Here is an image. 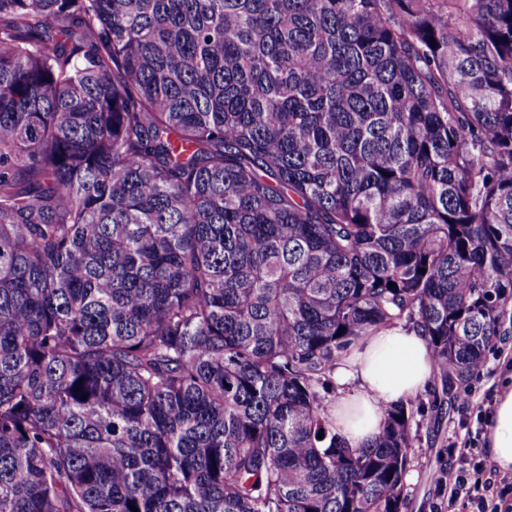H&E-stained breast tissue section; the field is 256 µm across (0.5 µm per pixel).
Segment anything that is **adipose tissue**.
<instances>
[{"label": "adipose tissue", "mask_w": 512, "mask_h": 512, "mask_svg": "<svg viewBox=\"0 0 512 512\" xmlns=\"http://www.w3.org/2000/svg\"><path fill=\"white\" fill-rule=\"evenodd\" d=\"M433 374L428 340L394 328L364 336L336 363L331 416L336 435L349 447L371 440L387 406L425 390ZM486 450L501 470H512V389L499 396Z\"/></svg>", "instance_id": "obj_1"}]
</instances>
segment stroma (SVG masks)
<instances>
[{
	"label": "stroma",
	"instance_id": "stroma-1",
	"mask_svg": "<svg viewBox=\"0 0 512 512\" xmlns=\"http://www.w3.org/2000/svg\"><path fill=\"white\" fill-rule=\"evenodd\" d=\"M507 387H512V335L500 337L481 373L467 383L461 397L449 403L439 423L420 431L405 482L408 512H472L465 500L451 504L438 496L433 475L450 462L455 448L465 445L484 452V411Z\"/></svg>",
	"mask_w": 512,
	"mask_h": 512
}]
</instances>
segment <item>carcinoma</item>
I'll list each match as a JSON object with an SVG mask.
<instances>
[{
    "label": "carcinoma",
    "mask_w": 512,
    "mask_h": 512,
    "mask_svg": "<svg viewBox=\"0 0 512 512\" xmlns=\"http://www.w3.org/2000/svg\"><path fill=\"white\" fill-rule=\"evenodd\" d=\"M508 320L512 0H0V512H407ZM432 374L426 336L401 328L363 336L336 362L333 373L337 396L331 416L338 440L351 448L371 440L385 408L425 390ZM352 384L357 390L351 393ZM434 387L432 382L408 399L427 407Z\"/></svg>",
    "instance_id": "obj_1"
}]
</instances>
